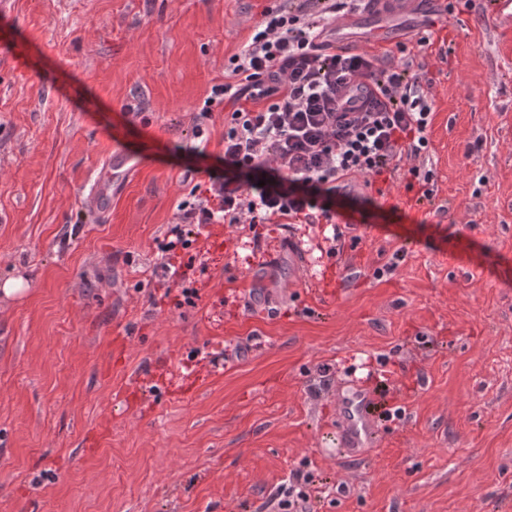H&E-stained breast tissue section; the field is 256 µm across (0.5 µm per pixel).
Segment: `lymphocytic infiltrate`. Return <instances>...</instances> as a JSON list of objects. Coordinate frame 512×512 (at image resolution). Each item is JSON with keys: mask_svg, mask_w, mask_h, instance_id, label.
<instances>
[{"mask_svg": "<svg viewBox=\"0 0 512 512\" xmlns=\"http://www.w3.org/2000/svg\"><path fill=\"white\" fill-rule=\"evenodd\" d=\"M360 0H281L266 8L244 48L229 59L202 110L230 104L224 117V172L208 194L177 204L168 257L193 244L196 224H300L366 215L372 198L350 184L392 177L403 157L428 147L432 104L412 60L398 65L336 52L321 40L337 13Z\"/></svg>", "mask_w": 512, "mask_h": 512, "instance_id": "obj_1", "label": "lymphocytic infiltrate"}]
</instances>
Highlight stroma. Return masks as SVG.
I'll return each mask as SVG.
<instances>
[{
	"instance_id": "35a3bbf8",
	"label": "stroma",
	"mask_w": 512,
	"mask_h": 512,
	"mask_svg": "<svg viewBox=\"0 0 512 512\" xmlns=\"http://www.w3.org/2000/svg\"><path fill=\"white\" fill-rule=\"evenodd\" d=\"M11 2L0 284L27 290L0 295V512H275L297 469L309 512H512V21L354 13L351 47L413 57L427 152L365 224L203 226L180 308L159 245L223 167L224 109H200L278 0ZM115 151L138 165L101 217ZM353 386L374 434L349 450ZM135 167L134 158L123 152H112L94 177L86 195V204L106 214L112 207L115 184Z\"/></svg>"
}]
</instances>
